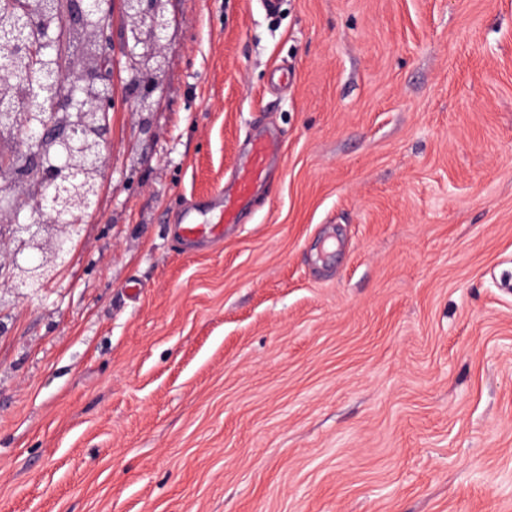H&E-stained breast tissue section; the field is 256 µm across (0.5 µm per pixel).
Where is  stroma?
Listing matches in <instances>:
<instances>
[{
  "label": "stroma",
  "mask_w": 512,
  "mask_h": 512,
  "mask_svg": "<svg viewBox=\"0 0 512 512\" xmlns=\"http://www.w3.org/2000/svg\"><path fill=\"white\" fill-rule=\"evenodd\" d=\"M166 8L65 272L0 305V512H512V0ZM279 151V141L272 137H264L253 143L247 164L236 176L234 196L231 198L223 194L213 199L214 208L220 212L221 217H224L225 224L239 222L242 208L250 205L257 187L269 176L270 160ZM175 233L185 248L194 247L224 234V224H200L192 212L185 214L181 224H175Z\"/></svg>",
  "instance_id": "35a3bbf8"
}]
</instances>
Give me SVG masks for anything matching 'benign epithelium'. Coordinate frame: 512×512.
Wrapping results in <instances>:
<instances>
[{"label": "benign epithelium", "mask_w": 512, "mask_h": 512, "mask_svg": "<svg viewBox=\"0 0 512 512\" xmlns=\"http://www.w3.org/2000/svg\"><path fill=\"white\" fill-rule=\"evenodd\" d=\"M89 0H57L54 20L37 24L27 15L22 26L38 33V43L11 30H0V124L16 131L0 147V294L19 299L24 290H39L66 268L83 236L85 218L97 201L110 157V114L115 70L101 68L107 57L117 61L110 32L112 2H105L104 22L86 30L89 48L73 46V32L83 26ZM126 25L121 33L122 72L137 110L144 111L160 81L143 79L148 59H161V29L168 18L160 0H120ZM51 51L61 67L33 84L31 99L13 96L17 73L10 56L34 59L38 47ZM41 110L35 135L25 114ZM26 155L23 167L14 166Z\"/></svg>", "instance_id": "obj_1"}]
</instances>
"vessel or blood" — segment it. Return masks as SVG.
<instances>
[{
	"label": "vessel or blood",
	"mask_w": 512,
	"mask_h": 512,
	"mask_svg": "<svg viewBox=\"0 0 512 512\" xmlns=\"http://www.w3.org/2000/svg\"><path fill=\"white\" fill-rule=\"evenodd\" d=\"M279 151L280 144L275 138L264 137L256 140L247 164L239 170L236 176L233 196L221 195L214 199V207L223 216V223L201 224L192 214H185L181 224L175 227V232L183 246L191 248L202 242L221 237L225 225L238 223L242 208L250 205L257 187L269 176L270 160Z\"/></svg>",
	"instance_id": "1"
}]
</instances>
